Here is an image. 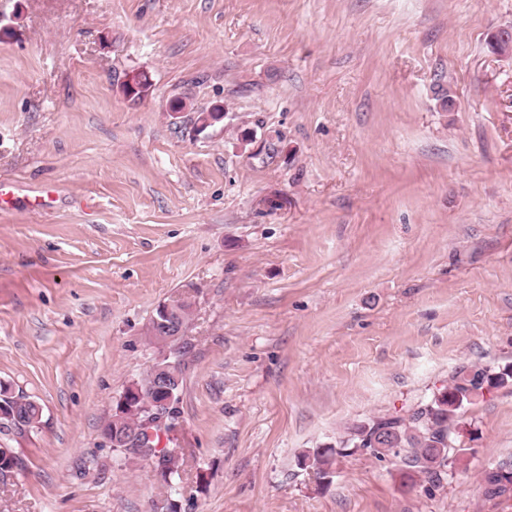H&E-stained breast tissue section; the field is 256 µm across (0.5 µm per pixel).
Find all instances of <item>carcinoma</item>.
Instances as JSON below:
<instances>
[{"label":"carcinoma","mask_w":512,"mask_h":512,"mask_svg":"<svg viewBox=\"0 0 512 512\" xmlns=\"http://www.w3.org/2000/svg\"><path fill=\"white\" fill-rule=\"evenodd\" d=\"M191 305L184 298H175L156 309L148 332L154 341H159L164 327L163 321L172 318L177 329L184 331L191 320ZM155 370H149L137 381L145 396L125 395L118 401L115 412L106 429L119 431L141 441L144 451L164 460L161 476L170 482L179 475L178 460L174 455L158 448L160 435L149 439L145 420L149 416V396L146 392L155 384ZM494 387L512 382V367L506 366L497 372L479 368L466 375L455 377L448 386L418 404L405 416L386 415L353 427L340 448H311L296 457L300 469L313 471L321 484L330 483L333 465L337 456L346 448L369 451L380 461H388L401 472L403 484L411 489H421L430 495L439 488L448 473V450L454 442L453 427L465 405L479 396L484 383ZM10 386L0 382V409L7 418L5 428L34 427L40 422V405L22 396H8ZM485 494L500 496L512 489V463L502 462L487 470L484 478Z\"/></svg>","instance_id":"obj_1"}]
</instances>
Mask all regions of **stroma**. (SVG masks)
Listing matches in <instances>:
<instances>
[{
    "mask_svg": "<svg viewBox=\"0 0 512 512\" xmlns=\"http://www.w3.org/2000/svg\"><path fill=\"white\" fill-rule=\"evenodd\" d=\"M3 25L0 381L42 418L0 432V512H512L482 481L512 386L465 407L433 495L361 449L326 486L295 464L512 364V58L488 46L512 0H0ZM182 294L184 335L152 344ZM165 354L169 483L103 433ZM158 307L159 308L156 309L154 318L150 323L148 332L149 336H152L155 342L161 344L158 336H161L163 333L162 329L164 324L161 322L170 321L166 317L167 313H170L171 318L174 320V324L177 326V329L184 333L191 320L193 309H191V304H188L186 299L181 297L172 299L168 303H164Z\"/></svg>",
    "mask_w": 512,
    "mask_h": 512,
    "instance_id": "1",
    "label": "stroma"
}]
</instances>
